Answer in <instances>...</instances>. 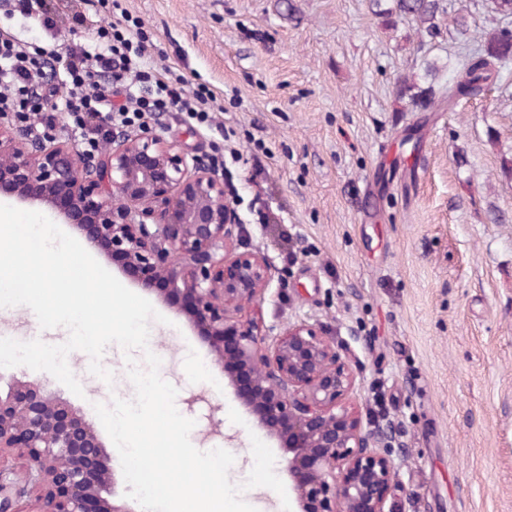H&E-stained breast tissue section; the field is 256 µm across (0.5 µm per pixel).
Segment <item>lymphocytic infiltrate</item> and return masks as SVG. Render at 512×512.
I'll return each mask as SVG.
<instances>
[{
  "label": "lymphocytic infiltrate",
  "mask_w": 512,
  "mask_h": 512,
  "mask_svg": "<svg viewBox=\"0 0 512 512\" xmlns=\"http://www.w3.org/2000/svg\"><path fill=\"white\" fill-rule=\"evenodd\" d=\"M152 46L147 31L121 20L94 40L52 49L0 32V112L26 117L36 133L66 112L74 134L92 149L112 125H142L168 112L216 128L211 90L166 78L149 61ZM52 60L59 71L50 76Z\"/></svg>",
  "instance_id": "f902f5d3"
}]
</instances>
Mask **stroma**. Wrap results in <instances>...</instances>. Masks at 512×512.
<instances>
[{"label": "stroma", "mask_w": 512, "mask_h": 512, "mask_svg": "<svg viewBox=\"0 0 512 512\" xmlns=\"http://www.w3.org/2000/svg\"><path fill=\"white\" fill-rule=\"evenodd\" d=\"M393 0H36L34 15L0 13V29L41 38L61 13L59 43L90 40L128 15L152 35V62L203 84L222 131L169 113L155 131L210 163L228 152L224 192L238 247L268 258L274 278L253 307L268 334L307 320L346 345L355 377L346 402L363 426L392 420L403 449L397 512H512V64L452 111L399 99L423 59L460 74L465 53L448 16L430 35L413 17L389 25ZM147 351L194 419L192 444L222 448L230 481L256 512H284L267 487L245 488L257 426L203 336L153 300ZM0 336L64 343L25 306L0 308ZM123 349L69 353L82 386L52 387L92 425L111 467L119 454L95 413L133 400ZM198 397L188 406L190 397Z\"/></svg>", "instance_id": "1"}]
</instances>
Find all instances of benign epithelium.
Segmentation results:
<instances>
[{"instance_id": "obj_1", "label": "benign epithelium", "mask_w": 512, "mask_h": 512, "mask_svg": "<svg viewBox=\"0 0 512 512\" xmlns=\"http://www.w3.org/2000/svg\"><path fill=\"white\" fill-rule=\"evenodd\" d=\"M45 207L79 228L139 284L207 336L209 352L257 426L280 441L296 512H393L400 463L391 425L362 426L343 403L355 378L342 347L300 320L274 336L244 313L265 295L272 266L236 251L238 212L224 183L148 128L117 133L88 160L54 128L40 138L0 113V195ZM21 456L38 488L34 512H135L111 485L95 431L46 381L0 387V454ZM16 479L0 471V512H18Z\"/></svg>"}]
</instances>
